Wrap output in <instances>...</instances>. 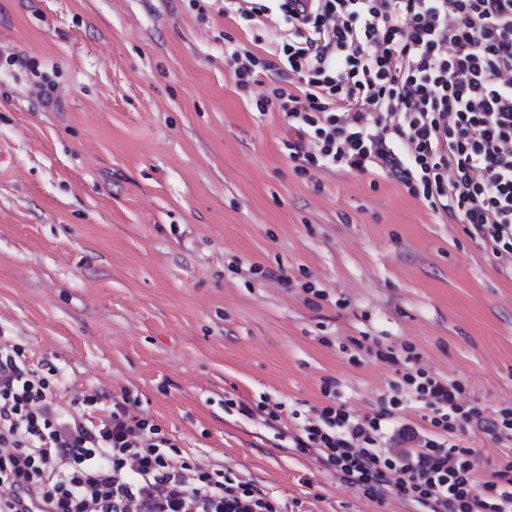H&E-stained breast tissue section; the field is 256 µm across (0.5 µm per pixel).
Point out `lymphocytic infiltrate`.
<instances>
[{
    "mask_svg": "<svg viewBox=\"0 0 512 512\" xmlns=\"http://www.w3.org/2000/svg\"><path fill=\"white\" fill-rule=\"evenodd\" d=\"M221 13L278 19L269 57L240 46L229 59L244 89L276 72L256 106L285 113L289 159L381 171L458 218L512 273V0H224ZM375 354L403 372L373 412L347 408L330 377L326 405L308 415L266 398L226 406L261 417L369 499L512 512V457L484 480L457 439L472 425L511 438L512 408L462 401L464 385L417 367L413 352ZM61 381L54 363L31 365L24 344L0 341V512L30 496L45 512H282L251 481L194 462L130 391L64 406ZM411 402L422 423L402 422Z\"/></svg>",
    "mask_w": 512,
    "mask_h": 512,
    "instance_id": "obj_1",
    "label": "lymphocytic infiltrate"
}]
</instances>
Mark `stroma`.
Returning a JSON list of instances; mask_svg holds the SVG:
<instances>
[{
    "instance_id": "1",
    "label": "stroma",
    "mask_w": 512,
    "mask_h": 512,
    "mask_svg": "<svg viewBox=\"0 0 512 512\" xmlns=\"http://www.w3.org/2000/svg\"><path fill=\"white\" fill-rule=\"evenodd\" d=\"M219 0H0V336L63 372L69 402L138 393L198 462L283 512H415L289 449L233 398L376 408L394 366L374 345L512 406V278L458 219L376 173L288 157L283 113L239 89L229 41L274 24ZM33 69L5 63L9 53ZM54 85V103L37 95ZM326 290L314 299L304 289ZM481 477L512 441L460 432Z\"/></svg>"
}]
</instances>
